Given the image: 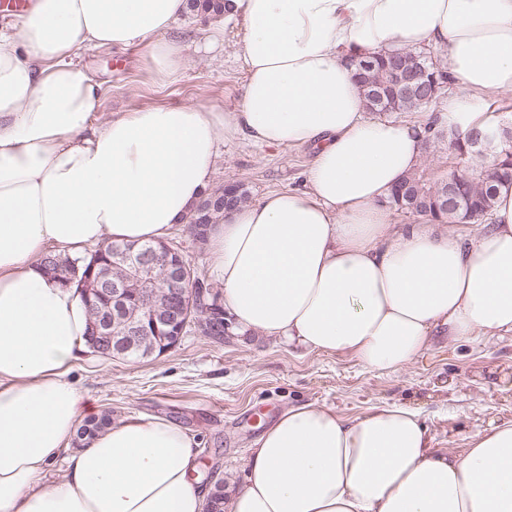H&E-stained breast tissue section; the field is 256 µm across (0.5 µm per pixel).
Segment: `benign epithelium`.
Returning a JSON list of instances; mask_svg holds the SVG:
<instances>
[{
  "label": "benign epithelium",
  "instance_id": "benign-epithelium-1",
  "mask_svg": "<svg viewBox=\"0 0 512 512\" xmlns=\"http://www.w3.org/2000/svg\"><path fill=\"white\" fill-rule=\"evenodd\" d=\"M512 132L502 124H491L472 133L475 145L507 141ZM443 208L458 212L460 196L454 184L442 190ZM112 268L121 275L109 279V274L98 275L93 287L102 284L112 295V314L94 315L90 345L94 353L109 359L125 358L140 351L146 344L160 343L167 351L180 343L187 328L205 329L220 312L205 308L209 319L192 318V291L205 288L173 242L163 241L157 246H114ZM138 299L137 307L129 308L130 294Z\"/></svg>",
  "mask_w": 512,
  "mask_h": 512
}]
</instances>
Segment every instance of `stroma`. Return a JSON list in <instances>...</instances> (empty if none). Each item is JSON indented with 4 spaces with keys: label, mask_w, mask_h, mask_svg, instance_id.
<instances>
[{
    "label": "stroma",
    "mask_w": 512,
    "mask_h": 512,
    "mask_svg": "<svg viewBox=\"0 0 512 512\" xmlns=\"http://www.w3.org/2000/svg\"><path fill=\"white\" fill-rule=\"evenodd\" d=\"M205 27L188 14L179 19L171 35L194 53L183 79L165 87L146 79L140 47L88 54L84 65L105 85L94 122L144 105L233 108L246 75L238 48L244 27L227 23L220 53L201 50ZM311 160L307 148L225 143L211 186L242 182L255 203L271 192L304 188ZM69 378L99 411L111 412L113 423L163 417L183 426L196 443L201 474L229 492L244 482L254 442L296 405L332 408L348 420L405 405L420 413L436 447L463 452L478 430L512 420V335L454 344L440 332L407 369L381 375L351 355L308 352L230 322L223 341L193 331L155 358L110 360L86 352Z\"/></svg>",
    "instance_id": "1"
}]
</instances>
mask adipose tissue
<instances>
[{
	"label": "adipose tissue",
	"mask_w": 512,
	"mask_h": 512,
	"mask_svg": "<svg viewBox=\"0 0 512 512\" xmlns=\"http://www.w3.org/2000/svg\"><path fill=\"white\" fill-rule=\"evenodd\" d=\"M187 0H30L0 29V512H205L198 453L155 418L69 443L96 409L67 375L85 348L81 293L45 273L47 247L167 238L211 183L219 140L306 147L307 187L225 212L208 234L224 312L243 330L393 373L447 329L512 334V186L491 227L395 224L427 124L367 119L352 57L434 49L448 85L512 91V0H227L246 82L233 109L150 105L93 123L104 88L80 60L146 48L152 82L180 80L171 37ZM61 463L44 484L46 469ZM228 512H512V421L464 452L433 450L418 411H284L250 450Z\"/></svg>",
	"instance_id": "adipose-tissue-1"
}]
</instances>
